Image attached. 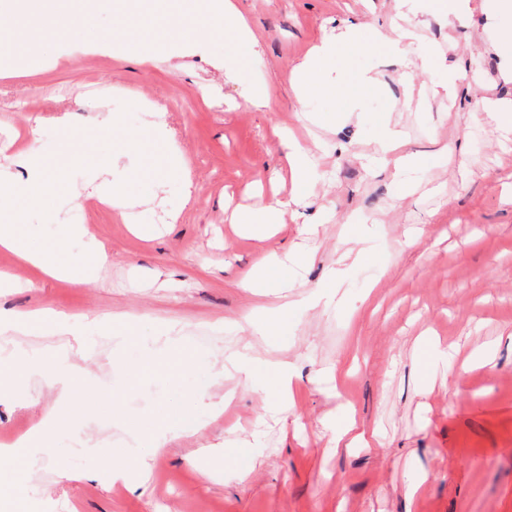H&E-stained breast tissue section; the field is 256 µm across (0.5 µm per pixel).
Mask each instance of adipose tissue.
<instances>
[{
	"mask_svg": "<svg viewBox=\"0 0 512 512\" xmlns=\"http://www.w3.org/2000/svg\"><path fill=\"white\" fill-rule=\"evenodd\" d=\"M189 12L195 19L194 26L185 29L178 42L159 44L149 37L133 39L123 28L113 29L112 33L100 38L102 46L112 48L115 54L150 60L156 54L167 55L193 48L214 38L223 36L225 21H232L239 42L255 44L256 38L250 28L242 21L233 0H191ZM384 41L390 45L393 53L403 57L408 63L420 64L423 70H432L436 60L435 48L423 41L416 26H397ZM359 28L350 24L338 33L325 37L315 46L311 57L306 58L293 69V91L298 102L314 98L332 97L336 87L321 77L322 71L336 62V52L340 45H359ZM152 142L165 146L169 159L164 168L165 179H175L189 184L190 173L186 169L182 156L176 146L174 133L165 120L150 123L145 131ZM118 158L109 157L98 166L91 168L89 179L101 192L102 199L112 201L123 213L124 220H131L130 206L126 193L125 180L119 169ZM26 168L28 178L25 182H16L12 169ZM52 175L45 165L41 154L29 151L22 154H10L7 147H0V246L19 249L21 258L39 266L51 277L64 279L76 284L88 283L111 262L109 254L101 249H92L74 261L59 260L48 249L33 251L24 248L21 230L16 222L15 197L19 194L31 196L35 200L49 198ZM51 324L56 335L73 337L76 342H84L90 329L100 328L101 320H88L62 314L25 310H0V335L28 333L43 324ZM7 368L13 379L0 385V400H17L21 397L20 381L35 374H46L48 384L59 392V403L49 409L40 424L18 446L0 448V464L12 461L17 448H25L37 458H53L57 452L56 438L69 428V410L75 404L90 398L91 392L68 354H58L54 359L52 372H45L39 360L21 354H11L0 359V368Z\"/></svg>",
	"mask_w": 512,
	"mask_h": 512,
	"instance_id": "1",
	"label": "adipose tissue"
}]
</instances>
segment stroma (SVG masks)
<instances>
[{"mask_svg": "<svg viewBox=\"0 0 512 512\" xmlns=\"http://www.w3.org/2000/svg\"><path fill=\"white\" fill-rule=\"evenodd\" d=\"M446 3L422 0L407 16L441 50L428 72L371 44L374 30L397 24L394 0H237L255 48L228 27L221 40L144 63L84 48L124 25L121 15H91L62 39L56 16H44L46 67L0 77V144L14 135L18 147L38 145L56 197L46 205L22 197L16 207L30 246H53L66 219L85 233L63 258L102 248L112 264L78 285L0 248V273L23 283L0 294V308L126 313L136 328L111 324L80 348L47 326L0 341V357L23 350L46 364L70 350L97 388L114 392L113 409L88 402L74 410L58 459L0 468V512H512V141L472 112L479 98H512L502 56L486 47L488 32L512 30V11L490 19L483 0H470L455 17ZM351 23L361 46L341 47L324 74L341 97L298 103L291 68L325 33ZM228 54L238 57L233 81L224 77ZM456 66L452 103L432 89ZM365 74L380 84L360 90ZM249 82L267 86L268 108L243 102ZM131 93L163 108L190 190L162 179L167 150L143 138L154 115L128 111ZM105 109L122 119L109 133L94 129ZM64 112L82 134L75 145L84 164L60 148L53 118ZM387 123L406 131L402 150L422 168L400 176L394 154L375 153ZM283 130L317 155L305 189L286 166ZM110 156L128 168V194L142 202L138 223H123L86 182L89 166ZM74 189L82 206L69 211ZM300 191L306 205L262 237L225 212ZM317 221L302 286L268 297L241 287L255 263L302 244V225ZM339 265L341 279L327 284ZM272 305L281 309L279 335H256L248 315ZM173 345L189 351L190 364L223 370L214 396L224 406L199 410L131 485L113 484L82 443L94 440L97 456L123 462L137 447V425H169L172 410L193 404L197 380L177 375ZM243 359L254 370L248 385L235 370ZM280 361L296 374L287 414L266 402ZM122 362L139 374L121 372ZM24 392L28 404H0V446L58 402L41 376ZM347 413L379 447L334 448ZM234 440L253 466L242 482L221 457Z\"/></svg>", "mask_w": 512, "mask_h": 512, "instance_id": "35a3bbf8", "label": "stroma"}]
</instances>
